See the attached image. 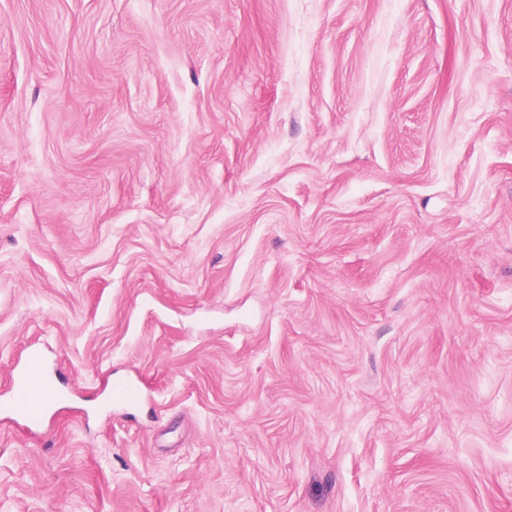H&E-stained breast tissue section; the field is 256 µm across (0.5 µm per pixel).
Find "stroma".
<instances>
[{
    "instance_id": "1",
    "label": "stroma",
    "mask_w": 512,
    "mask_h": 512,
    "mask_svg": "<svg viewBox=\"0 0 512 512\" xmlns=\"http://www.w3.org/2000/svg\"><path fill=\"white\" fill-rule=\"evenodd\" d=\"M34 352L0 512H512V0H0ZM60 393L52 372L40 361L31 359L23 371L16 373L7 394L1 395L0 411L24 421L29 426H38L47 408V402ZM143 397L140 387L126 379L115 380L112 383L111 400L115 407H135Z\"/></svg>"
}]
</instances>
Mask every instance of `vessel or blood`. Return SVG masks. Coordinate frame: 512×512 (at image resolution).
<instances>
[{
  "instance_id": "vessel-or-blood-1",
  "label": "vessel or blood",
  "mask_w": 512,
  "mask_h": 512,
  "mask_svg": "<svg viewBox=\"0 0 512 512\" xmlns=\"http://www.w3.org/2000/svg\"><path fill=\"white\" fill-rule=\"evenodd\" d=\"M59 387L52 372L41 362L29 360L23 371L16 373L7 394L0 396V412L24 421L27 425H39L47 403L56 398ZM143 397L140 387L133 381H113L111 400L116 407L137 406Z\"/></svg>"
}]
</instances>
